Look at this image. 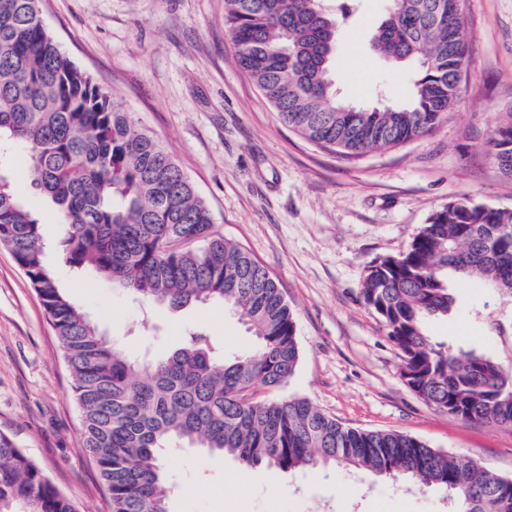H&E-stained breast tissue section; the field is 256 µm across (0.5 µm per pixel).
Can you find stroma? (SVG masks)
<instances>
[{"label":"stroma","mask_w":512,"mask_h":512,"mask_svg":"<svg viewBox=\"0 0 512 512\" xmlns=\"http://www.w3.org/2000/svg\"><path fill=\"white\" fill-rule=\"evenodd\" d=\"M387 0H359L336 44L334 76L355 104L405 102L411 74L376 55L370 37ZM470 54L461 93L430 135L359 157L330 152L284 125L237 63L224 0H44L42 19L77 67L167 148L212 212L216 229L279 283L296 322L299 366L279 397L307 398L343 425L394 431L512 478V427L440 411L401 379L399 350L360 296L369 266L402 252L431 212L451 201L512 209V177L490 159L493 130L512 115V0H464ZM14 185L43 224L45 257L99 329L136 356L201 330L226 349L252 344L223 306L171 310L78 273L64 262L63 228L32 188L27 158L5 153ZM457 310L428 321L432 340L499 359L501 337L481 315L478 282L448 283ZM0 431L13 437L73 502L110 512L61 343L10 251L0 247ZM170 512H448L437 492L339 469L292 474L248 467L198 448L164 457ZM251 492L240 496V485Z\"/></svg>","instance_id":"35a3bbf8"}]
</instances>
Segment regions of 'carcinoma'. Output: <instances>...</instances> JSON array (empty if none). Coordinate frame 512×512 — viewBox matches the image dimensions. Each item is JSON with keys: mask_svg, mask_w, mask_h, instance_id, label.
Instances as JSON below:
<instances>
[{"mask_svg": "<svg viewBox=\"0 0 512 512\" xmlns=\"http://www.w3.org/2000/svg\"><path fill=\"white\" fill-rule=\"evenodd\" d=\"M357 0H225L224 22L241 69L280 119L306 139L354 157L431 134L456 102L468 60L463 13L451 0H389L372 49L412 68L405 105L349 111L333 75L336 39ZM42 0H0V145L22 148L33 186L65 227V262L91 270L149 304L177 310L220 302L254 331L227 356L199 331L155 357L131 356L104 336L46 264L42 223L0 162V246L35 288L62 343L93 460L111 512H169L161 463L173 447L203 448L247 466L285 472L342 467L388 482L439 489L452 512H512V478L397 432L362 431L309 400L256 399L288 384L300 362L290 307L246 250L224 239L193 183L156 137L61 50ZM512 166V120L489 140ZM480 282L512 301V210L453 201L434 210L408 247L369 268L361 295L400 351L407 386L436 409L512 426V363L433 342L426 323L456 299L448 278ZM512 337V318H488ZM0 512H75L72 501L0 432Z\"/></svg>", "mask_w": 512, "mask_h": 512, "instance_id": "cac0c4a2", "label": "carcinoma"}]
</instances>
